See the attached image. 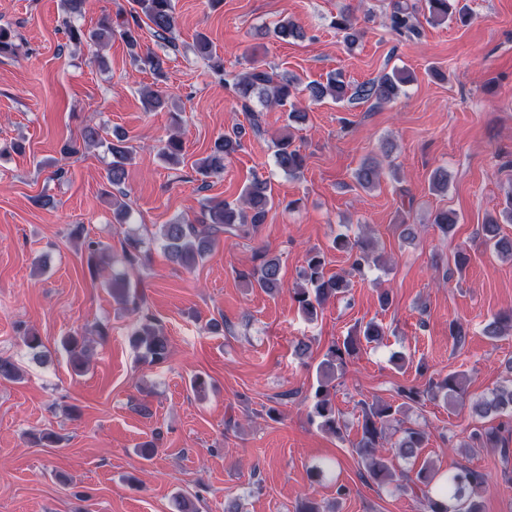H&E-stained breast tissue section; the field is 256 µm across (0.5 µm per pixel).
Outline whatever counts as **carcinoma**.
Masks as SVG:
<instances>
[{
  "label": "carcinoma",
  "mask_w": 512,
  "mask_h": 512,
  "mask_svg": "<svg viewBox=\"0 0 512 512\" xmlns=\"http://www.w3.org/2000/svg\"><path fill=\"white\" fill-rule=\"evenodd\" d=\"M428 10V21L431 23L445 22L454 17L461 22L466 21L464 9L459 7V0H425ZM415 6L404 0H396L389 15V26L399 34L417 33L413 22ZM148 21L155 36L169 44H174L172 33L176 26L175 7L173 0H132L128 18L120 24L112 25V16L104 15L98 26L85 31L70 26L66 30L69 40L76 43H89L103 46L118 36L128 46L135 49L138 46L137 29L142 21ZM334 26L344 33L347 42L353 44L360 37L349 12L338 14ZM275 35L282 39H298L303 37L302 30L292 21H279L274 28ZM17 34L9 27L0 26V57L11 56L16 49ZM195 51L208 62L211 74L218 79H224V59L212 49L207 37H198ZM134 59L143 68L149 70L156 83L161 84L167 79L166 56L148 51L141 55L133 53ZM294 78L286 77L254 66L250 71L238 76L232 83V90L242 102V109L250 113L249 127L235 126L224 135L218 137L210 150V154L201 159L197 168L205 176L224 173V158L236 153L241 147L242 139L247 131L260 132L258 116L250 112L249 102L257 97L270 106L289 107V116L298 113L291 91ZM410 82V76L401 70L394 69L377 79L362 84L351 85L340 77L331 75L327 83H310L305 87L308 98L312 101H322L330 98L335 101L347 98L353 100H373L377 104L391 102L399 97L403 87ZM143 108L147 112H158L167 105L162 88L149 89L142 94ZM101 141L99 129L87 126L82 133L83 145L69 142L63 147V153L74 155L82 150V146H91ZM275 158L278 167L292 175L298 172L304 164V156L300 153L290 138L283 137L275 143ZM108 150L112 154V164L107 172V180L111 187L118 188L126 178V165L132 160L133 151L126 146L121 136L109 143ZM165 161L172 165L183 163V143L176 137H170L160 149ZM382 168L375 160L363 162L355 171L356 182L363 188L370 189L379 184ZM274 205L272 189L268 180L253 176L244 185L241 195L234 202L225 200H209L203 204L201 217L196 222L177 220L163 224L156 234V240L168 259L173 263L190 269L203 261L219 241V235L226 232L238 231L249 225L255 230L264 223L269 210ZM433 223L444 234H450L458 224L456 213L442 209L436 212ZM484 244L497 254L512 258V238L500 234L497 221L487 222L483 227ZM143 241L134 233H129L122 242V252L125 266L134 269L143 265L147 254L142 249ZM86 264L91 277L96 278L102 272V262L107 252L102 244L93 241H83ZM334 247L340 251L354 255L352 270L361 271L369 262L370 251L366 240L352 239L339 234L334 240ZM300 285L294 289V299L307 319L312 320L330 300L345 293L349 281L344 275H325V258L319 252H310L305 258V264L299 271ZM241 278L248 287H257L268 293H275L282 288L283 281L279 259L270 258L250 272L241 273ZM112 298L126 311L138 316V322L131 332V342L141 351V358L156 364L167 359L169 354V338L165 335L157 321L143 313L142 298L137 289L126 283V274L112 276ZM485 334L491 338H499L512 334V310L497 314L486 325ZM383 336V328L374 323H367L362 336H348L343 342L331 345L325 358L317 367L319 385L315 390L312 404V414L319 419L320 427L332 434L342 432L343 421L334 403L336 371L343 368L347 360L358 354L361 342L377 343ZM24 344L40 364L48 362V354L41 336L34 330L24 335ZM63 347L69 354V364L76 373L84 372L89 348L84 337L77 333L63 340ZM23 373L18 365L9 358L0 357V380L19 381ZM433 397L441 396L455 403H464L467 399V380L462 372H453L431 383L429 390L423 392L415 388L401 387L397 391L401 402L371 405L365 410L361 438L355 443V451L362 459L365 467V481L377 485L395 484V489L402 494L414 497L420 512H483L482 497L486 487V477L483 473L460 465L447 472H441L431 465L424 463L414 470L425 443V433L420 429L407 428L403 436L395 443L396 452L388 456L384 454L383 441L385 429L393 423H400V415L412 405L421 401L425 394ZM474 412L482 418L497 417L512 412V387H502L491 392L472 405ZM480 444L485 447L497 448L500 454L507 458L512 455L508 441L503 438L501 427L492 426L467 435L465 446ZM408 463L403 468L399 460Z\"/></svg>",
  "instance_id": "cac0c4a2"
}]
</instances>
